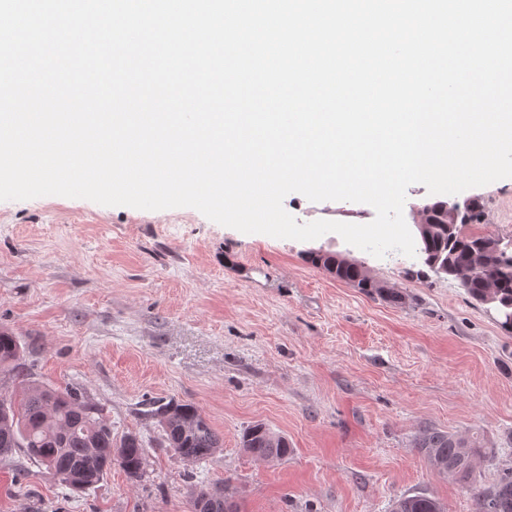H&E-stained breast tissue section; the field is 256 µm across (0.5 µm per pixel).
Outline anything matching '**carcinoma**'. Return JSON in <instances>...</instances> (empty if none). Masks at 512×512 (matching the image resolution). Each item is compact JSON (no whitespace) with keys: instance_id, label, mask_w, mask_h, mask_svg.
<instances>
[{"instance_id":"1","label":"carcinoma","mask_w":512,"mask_h":512,"mask_svg":"<svg viewBox=\"0 0 512 512\" xmlns=\"http://www.w3.org/2000/svg\"><path fill=\"white\" fill-rule=\"evenodd\" d=\"M442 206L441 201L429 205L430 230L419 237L420 252L448 261L451 274L474 271L464 285L473 300L491 296L498 307L512 308V256L503 254L501 240L493 236L448 232ZM309 259L312 265L366 294L394 304L406 303V294L377 282L355 262L322 252L310 254ZM21 353L18 338L0 330V372L15 370ZM151 415L162 428V444L189 464L205 462L223 448L209 420L191 403L162 401ZM241 447L253 459L269 463L290 452L288 439L262 423L242 433ZM417 448L434 471L466 484L475 460L495 458L494 449L484 447L472 435L438 430L424 433ZM17 449L76 491L97 485L114 461L133 482L142 481L147 473L143 440L133 433L112 437V427L104 422L101 409L89 405L77 388L59 391L22 379L10 394L0 395V458ZM472 497L475 512H512V468L503 470L491 486L473 487ZM390 512H445V508L437 498L421 493L394 499Z\"/></svg>"}]
</instances>
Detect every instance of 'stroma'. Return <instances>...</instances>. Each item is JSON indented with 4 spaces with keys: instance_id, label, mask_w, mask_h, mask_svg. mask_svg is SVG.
Masks as SVG:
<instances>
[{
    "instance_id": "1",
    "label": "stroma",
    "mask_w": 512,
    "mask_h": 512,
    "mask_svg": "<svg viewBox=\"0 0 512 512\" xmlns=\"http://www.w3.org/2000/svg\"><path fill=\"white\" fill-rule=\"evenodd\" d=\"M484 208L466 233L512 243V178L465 190ZM283 206L298 223L366 224L374 209ZM322 250L361 264L407 296L395 305L311 265ZM420 257H384L328 233L312 241L244 234L193 208L146 211L44 196L0 201V329L17 336L19 371L82 389L113 436L147 445L145 482L112 467L75 492L23 454L0 463V512H191L194 485L231 482L241 512H389L427 493L474 512L466 486L437 474L416 446L428 430L483 435L512 466V333L458 281ZM189 402L224 440L189 465L161 447L150 402ZM261 423L288 457L254 461L240 446Z\"/></svg>"
}]
</instances>
